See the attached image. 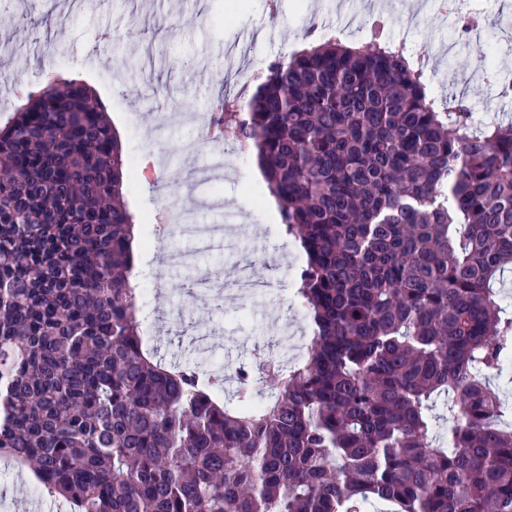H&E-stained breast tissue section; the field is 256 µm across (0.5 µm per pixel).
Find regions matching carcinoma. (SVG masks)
<instances>
[{
	"label": "carcinoma",
	"mask_w": 512,
	"mask_h": 512,
	"mask_svg": "<svg viewBox=\"0 0 512 512\" xmlns=\"http://www.w3.org/2000/svg\"><path fill=\"white\" fill-rule=\"evenodd\" d=\"M329 37L268 62L214 142L255 154L306 253L301 358L153 361L129 283L130 162L81 80L0 125V457L74 512H512V122L473 132L404 48ZM270 399L254 405L256 387ZM448 423V437L436 424Z\"/></svg>",
	"instance_id": "cac0c4a2"
}]
</instances>
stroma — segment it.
Returning <instances> with one entry per match:
<instances>
[{
  "label": "stroma",
  "mask_w": 512,
  "mask_h": 512,
  "mask_svg": "<svg viewBox=\"0 0 512 512\" xmlns=\"http://www.w3.org/2000/svg\"><path fill=\"white\" fill-rule=\"evenodd\" d=\"M8 7L15 25L0 28V42H11L13 51L0 55V73L33 91L52 70L86 82L105 105L127 158L149 147L146 133L156 135L150 146L156 181L126 179L124 195L140 226L137 280L152 292L154 319L142 326L144 345L167 362L256 364L282 352L294 360L311 336V320L293 295L274 292L239 310L218 299L202 304L195 293L178 288L165 254L189 243L155 241L145 220L164 205L167 188L210 159L204 151L188 152L193 128L183 113L204 111L209 97L237 92L244 73L306 47L311 21L333 30L352 15H383L392 41L413 51L432 48L424 73L430 91L463 94L475 115L488 122L512 118V100L498 99L484 75L490 61L501 79L512 80V0L484 2L495 20L485 34L493 50L489 60L460 37L456 17L443 15L437 0H280L274 17L268 0H241L237 9L231 0H83L79 6L72 0H10ZM50 12L64 17L65 28L48 57L51 34L42 19ZM119 58L130 66L124 85L112 79ZM256 166L255 156H235L230 179L204 186L205 195H220L206 220L232 224L239 251L233 258L213 251L195 262L208 268L237 260L256 279L289 285L303 256L294 240L280 234L281 219L270 214L272 196L264 178L255 175ZM57 506L42 496L29 471L0 458V512H56Z\"/></svg>",
  "instance_id": "35a3bbf8"
}]
</instances>
